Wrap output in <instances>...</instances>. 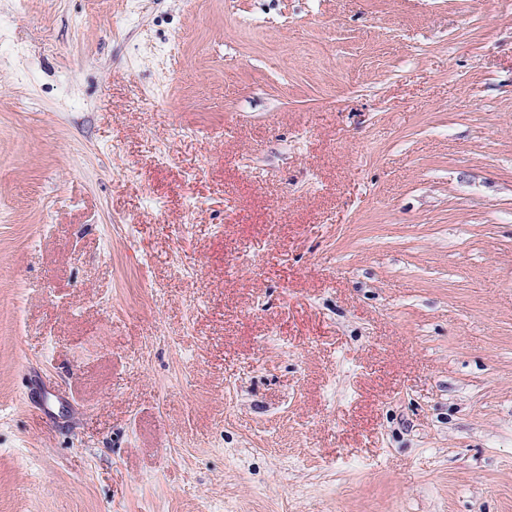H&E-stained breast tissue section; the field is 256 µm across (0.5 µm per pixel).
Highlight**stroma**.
Segmentation results:
<instances>
[{
    "instance_id": "35a3bbf8",
    "label": "stroma",
    "mask_w": 512,
    "mask_h": 512,
    "mask_svg": "<svg viewBox=\"0 0 512 512\" xmlns=\"http://www.w3.org/2000/svg\"><path fill=\"white\" fill-rule=\"evenodd\" d=\"M0 33V512H512V0Z\"/></svg>"
}]
</instances>
